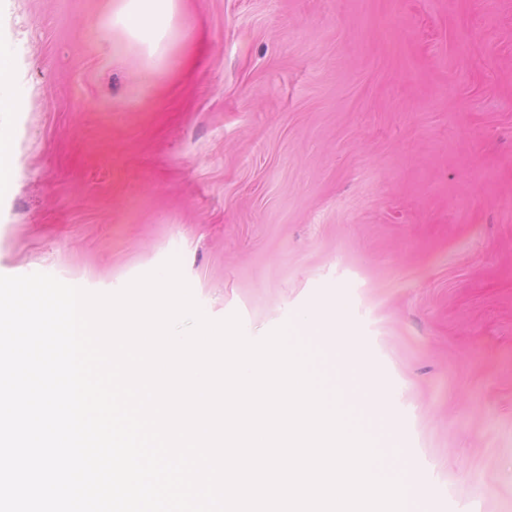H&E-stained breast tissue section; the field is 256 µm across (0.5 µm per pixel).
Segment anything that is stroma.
Listing matches in <instances>:
<instances>
[{"label":"stroma","mask_w":512,"mask_h":512,"mask_svg":"<svg viewBox=\"0 0 512 512\" xmlns=\"http://www.w3.org/2000/svg\"><path fill=\"white\" fill-rule=\"evenodd\" d=\"M28 34L0 275L114 293L178 256L255 334L335 291L428 512H512V0H189L181 80L102 0Z\"/></svg>","instance_id":"obj_1"}]
</instances>
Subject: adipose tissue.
<instances>
[{"label":"adipose tissue","instance_id":"1","mask_svg":"<svg viewBox=\"0 0 512 512\" xmlns=\"http://www.w3.org/2000/svg\"><path fill=\"white\" fill-rule=\"evenodd\" d=\"M188 0H104L102 25L111 32L113 58H134L139 77L151 81L164 73L178 78L200 59L192 50L193 31L182 19ZM17 0H0V193L18 168L17 116L23 110L26 34L13 23Z\"/></svg>","mask_w":512,"mask_h":512}]
</instances>
